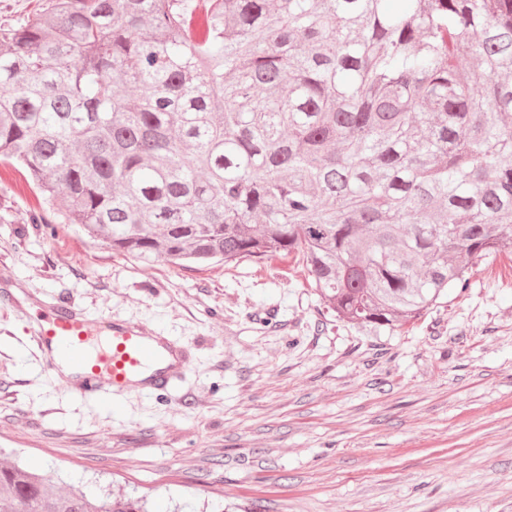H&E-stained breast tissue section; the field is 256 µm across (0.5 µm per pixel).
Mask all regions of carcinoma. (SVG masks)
<instances>
[{
    "instance_id": "1",
    "label": "carcinoma",
    "mask_w": 512,
    "mask_h": 512,
    "mask_svg": "<svg viewBox=\"0 0 512 512\" xmlns=\"http://www.w3.org/2000/svg\"><path fill=\"white\" fill-rule=\"evenodd\" d=\"M1 157L42 224L173 266L296 254L393 330L512 251V0H48L0 25ZM60 484L1 464L0 512H149Z\"/></svg>"
}]
</instances>
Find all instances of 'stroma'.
Masks as SVG:
<instances>
[{
    "label": "stroma",
    "mask_w": 512,
    "mask_h": 512,
    "mask_svg": "<svg viewBox=\"0 0 512 512\" xmlns=\"http://www.w3.org/2000/svg\"><path fill=\"white\" fill-rule=\"evenodd\" d=\"M0 162V456L150 512H512V254L396 330L337 320L292 258L145 264ZM187 352L164 395L85 398L30 330L55 300Z\"/></svg>",
    "instance_id": "stroma-1"
}]
</instances>
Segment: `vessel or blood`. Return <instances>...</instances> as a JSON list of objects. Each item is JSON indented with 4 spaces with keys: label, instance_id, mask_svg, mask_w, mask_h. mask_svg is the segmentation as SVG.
I'll use <instances>...</instances> for the list:
<instances>
[{
    "label": "vessel or blood",
    "instance_id": "vessel-or-blood-1",
    "mask_svg": "<svg viewBox=\"0 0 512 512\" xmlns=\"http://www.w3.org/2000/svg\"><path fill=\"white\" fill-rule=\"evenodd\" d=\"M32 333L40 347L63 349L80 374L82 395L109 399L139 382L152 392L168 383L170 371L164 363L174 349L144 326L95 323L60 303L39 319Z\"/></svg>",
    "mask_w": 512,
    "mask_h": 512
}]
</instances>
